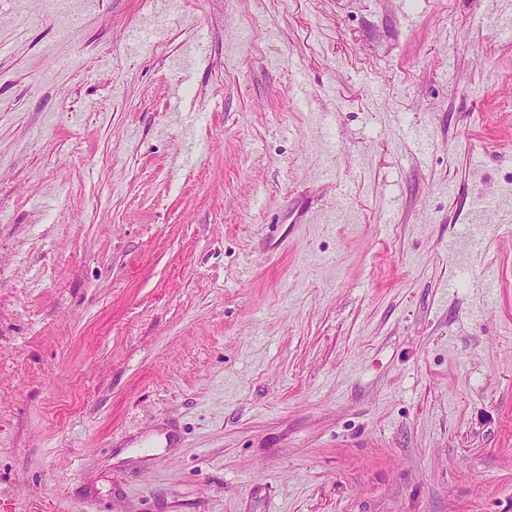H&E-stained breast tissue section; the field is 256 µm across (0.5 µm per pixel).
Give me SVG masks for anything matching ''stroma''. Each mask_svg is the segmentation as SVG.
<instances>
[{"mask_svg": "<svg viewBox=\"0 0 512 512\" xmlns=\"http://www.w3.org/2000/svg\"><path fill=\"white\" fill-rule=\"evenodd\" d=\"M509 24L0 0V512H512Z\"/></svg>", "mask_w": 512, "mask_h": 512, "instance_id": "1", "label": "stroma"}]
</instances>
